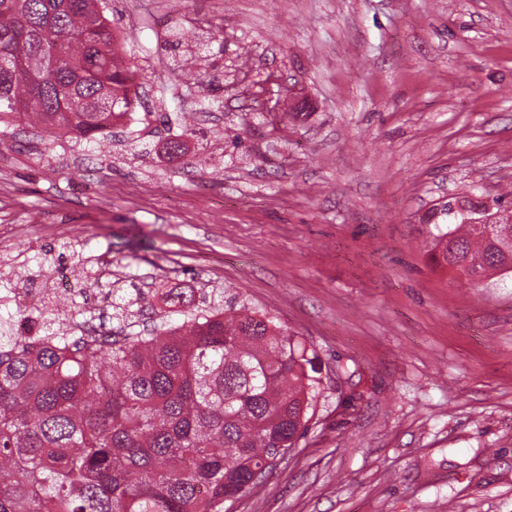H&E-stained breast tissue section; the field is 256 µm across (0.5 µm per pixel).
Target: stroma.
Masks as SVG:
<instances>
[{"instance_id":"35a3bbf8","label":"stroma","mask_w":512,"mask_h":512,"mask_svg":"<svg viewBox=\"0 0 512 512\" xmlns=\"http://www.w3.org/2000/svg\"><path fill=\"white\" fill-rule=\"evenodd\" d=\"M104 6L139 104L95 150L6 127L0 285L77 232V306L229 289L307 344L308 430L226 512H512V275L422 223L512 193V0Z\"/></svg>"}]
</instances>
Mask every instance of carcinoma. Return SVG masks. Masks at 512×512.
Instances as JSON below:
<instances>
[{"label":"carcinoma","instance_id":"1","mask_svg":"<svg viewBox=\"0 0 512 512\" xmlns=\"http://www.w3.org/2000/svg\"><path fill=\"white\" fill-rule=\"evenodd\" d=\"M101 0H0V123L94 141L134 109ZM426 214L438 264L512 266V226L441 224ZM157 324L112 294L124 338L105 349L65 338L72 311L42 302L41 333L0 320V512H224L306 433L318 380L306 344L266 314L170 288ZM184 316L173 323L169 315Z\"/></svg>","mask_w":512,"mask_h":512}]
</instances>
